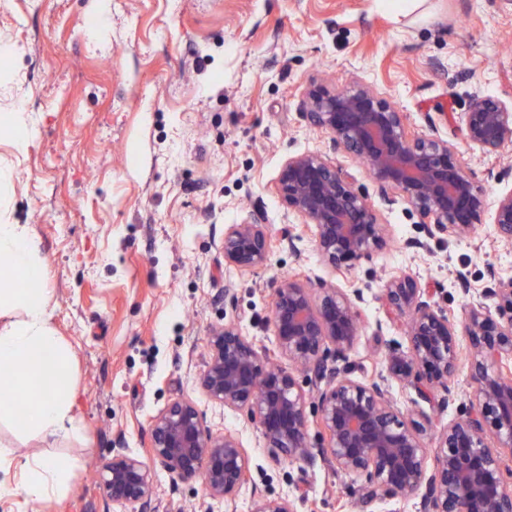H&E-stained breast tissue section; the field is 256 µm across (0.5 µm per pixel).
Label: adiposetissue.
<instances>
[{"label": "adipose tissue", "mask_w": 512, "mask_h": 512, "mask_svg": "<svg viewBox=\"0 0 512 512\" xmlns=\"http://www.w3.org/2000/svg\"><path fill=\"white\" fill-rule=\"evenodd\" d=\"M38 240L27 224L0 221V371L7 373L17 403H0V423L20 436L60 441L79 432L73 413L74 355L54 329L45 288L31 272ZM15 467L26 498L64 494L68 468L56 457H15L0 448V468Z\"/></svg>", "instance_id": "ef3b65f1"}]
</instances>
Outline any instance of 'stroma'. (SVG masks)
<instances>
[{
    "label": "stroma",
    "instance_id": "35a3bbf8",
    "mask_svg": "<svg viewBox=\"0 0 512 512\" xmlns=\"http://www.w3.org/2000/svg\"><path fill=\"white\" fill-rule=\"evenodd\" d=\"M0 113H24L0 129V220L31 225L52 324L75 355L78 437L49 445L0 427V445L42 452L69 468L66 494L28 500L0 471V512H112L94 478L114 440L147 455L153 418L171 401L197 400L213 432L236 434L249 482L231 500L211 498L202 477L156 469L154 512H251L254 496L286 497L298 512H416L415 500L363 507L358 486L323 464L279 457L241 413L203 399L196 381L212 325L233 322L271 345V298L298 274L362 289L365 331L403 340L382 288L405 272L435 289L454 322L479 300L489 272L512 277L492 202L512 191V145L486 156L456 136L466 170L489 202L474 233L402 249L419 217L385 206L369 173L336 152L299 103L313 81L342 89L363 80L422 127L440 134L476 90L512 99V0H0ZM316 151L367 194L391 237L354 269L331 274L310 240L276 247L243 274L225 264L224 228L261 219L279 233L298 218L276 195L288 157ZM464 273L469 293L456 281ZM235 285L225 303L224 286ZM350 356L352 375L379 372L371 343Z\"/></svg>",
    "mask_w": 512,
    "mask_h": 512
}]
</instances>
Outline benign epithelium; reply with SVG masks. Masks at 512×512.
Segmentation results:
<instances>
[{
	"mask_svg": "<svg viewBox=\"0 0 512 512\" xmlns=\"http://www.w3.org/2000/svg\"><path fill=\"white\" fill-rule=\"evenodd\" d=\"M309 123L326 130L335 150L364 163L387 206L403 200L422 219L426 239L445 240L480 223L485 193L466 172L454 141L423 113L426 131L410 130L391 100L356 81L338 90L313 85L301 102ZM464 139L485 156L512 145V100L480 91L462 113ZM286 209L304 220L323 263L351 269L384 249L387 225L368 196L334 162L318 153L288 158L277 179ZM493 224L512 244V191L502 195ZM224 262L243 273L261 269L273 249L264 224H231L220 242ZM495 311L470 305L462 325L434 301L431 288L407 273L382 289L387 313L407 318L406 344L377 341L381 372L364 380L347 364L364 327L358 288L313 289L294 277L277 285L271 312L276 351L244 336L236 325L212 327L199 388L213 403L256 424L269 447L290 460L318 461L359 483L368 502L417 499V512H512V278L495 273L483 288ZM288 360L285 369L275 362ZM467 370L472 396L464 413L439 432L435 462L424 437L431 417L458 401L455 378ZM312 385L313 413L297 374ZM414 392L402 410L391 382ZM316 417L322 443L308 442ZM181 478L204 476L208 495L234 498L249 477L238 438L217 434L191 398H179L155 416L149 459L125 448L98 465L106 497L118 512H152L153 468ZM251 512H295L288 498L258 496Z\"/></svg>",
	"mask_w": 512,
	"mask_h": 512,
	"instance_id": "1",
	"label": "benign epithelium"
}]
</instances>
